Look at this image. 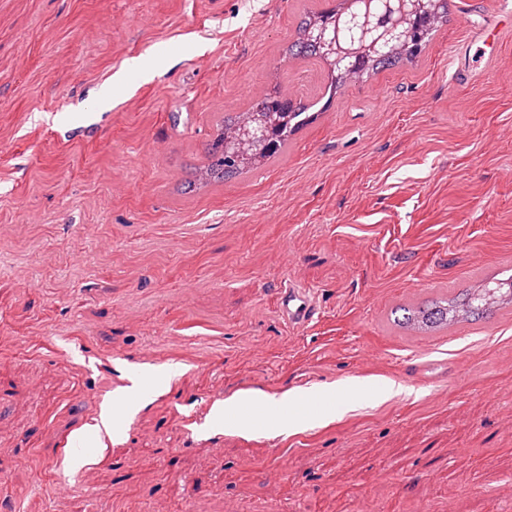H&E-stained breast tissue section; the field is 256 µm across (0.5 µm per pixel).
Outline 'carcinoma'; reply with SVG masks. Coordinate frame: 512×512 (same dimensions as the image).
<instances>
[{
  "label": "carcinoma",
  "mask_w": 512,
  "mask_h": 512,
  "mask_svg": "<svg viewBox=\"0 0 512 512\" xmlns=\"http://www.w3.org/2000/svg\"><path fill=\"white\" fill-rule=\"evenodd\" d=\"M335 15L334 10L309 13L302 22V37L288 51L302 58H321L320 50L309 41L307 33L312 28L334 19ZM416 56L415 52L398 55L383 52L371 61L367 70L390 68ZM307 122L309 117L305 116V106L279 93L254 100L247 111L224 117V124L220 125L218 133L209 144L207 163L200 169L198 181L202 185L219 182L280 156L288 148L291 136ZM266 124L273 125L271 147L258 153L250 151L246 154H235L231 144L241 130L256 129ZM498 288L500 285L482 280L468 290L465 303L425 304L411 308L407 316L398 321V326L410 331H425L447 329L461 322L472 321L492 311V307L486 305L485 298Z\"/></svg>",
  "instance_id": "carcinoma-1"
}]
</instances>
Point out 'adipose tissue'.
Segmentation results:
<instances>
[{
    "label": "adipose tissue",
    "mask_w": 512,
    "mask_h": 512,
    "mask_svg": "<svg viewBox=\"0 0 512 512\" xmlns=\"http://www.w3.org/2000/svg\"><path fill=\"white\" fill-rule=\"evenodd\" d=\"M158 389V384L146 383L145 379L133 380L131 386L116 392L117 406L103 407L94 422L87 425L86 435L96 440L100 451H107L109 445L119 441V421L122 415L152 401ZM279 405V400L264 393L241 391L212 407L210 425L248 438L259 428L265 413Z\"/></svg>",
    "instance_id": "adipose-tissue-1"
}]
</instances>
